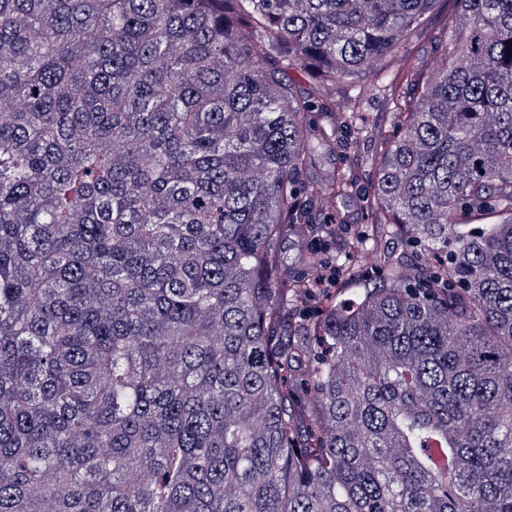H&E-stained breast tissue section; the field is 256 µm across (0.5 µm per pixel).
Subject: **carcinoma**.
<instances>
[{"mask_svg": "<svg viewBox=\"0 0 512 512\" xmlns=\"http://www.w3.org/2000/svg\"><path fill=\"white\" fill-rule=\"evenodd\" d=\"M437 2L0 0V512H512V0L384 86L363 186L306 179L359 100L280 76L356 86ZM354 197L312 306L283 247ZM285 78L298 94L306 96L316 91L311 74L300 64L294 63L288 66ZM336 222L342 224L345 235L352 236L362 230L363 224H367L365 210L353 202H336Z\"/></svg>", "mask_w": 512, "mask_h": 512, "instance_id": "1", "label": "carcinoma"}]
</instances>
